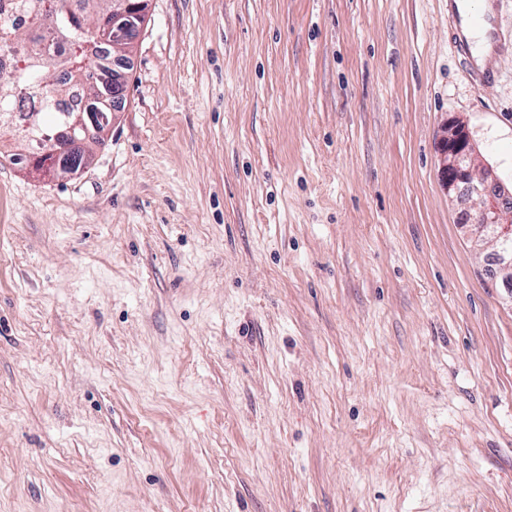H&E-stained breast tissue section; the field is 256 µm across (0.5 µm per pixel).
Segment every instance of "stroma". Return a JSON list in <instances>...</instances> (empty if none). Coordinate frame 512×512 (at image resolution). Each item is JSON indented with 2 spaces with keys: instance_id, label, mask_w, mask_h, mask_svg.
I'll return each mask as SVG.
<instances>
[{
  "instance_id": "stroma-1",
  "label": "stroma",
  "mask_w": 512,
  "mask_h": 512,
  "mask_svg": "<svg viewBox=\"0 0 512 512\" xmlns=\"http://www.w3.org/2000/svg\"><path fill=\"white\" fill-rule=\"evenodd\" d=\"M92 166L0 164V512H512V181L448 0H149ZM439 175L452 201L465 197L461 228L476 246H499L498 274L512 281V184L508 187L478 152L468 123L456 117L442 128L439 141ZM463 187V188H462ZM462 188V189H461ZM93 162V157H91L87 152L84 154L78 155L75 158L69 159L66 163L59 165V167L51 168L46 171L45 169L40 170L41 172H46V175H61L67 174L70 176H77L84 172ZM64 165V166H63Z\"/></svg>"
}]
</instances>
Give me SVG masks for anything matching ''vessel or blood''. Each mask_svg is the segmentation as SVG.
Listing matches in <instances>:
<instances>
[{
    "label": "vessel or blood",
    "instance_id": "obj_1",
    "mask_svg": "<svg viewBox=\"0 0 512 512\" xmlns=\"http://www.w3.org/2000/svg\"><path fill=\"white\" fill-rule=\"evenodd\" d=\"M448 25L452 50L466 69L478 82L493 81L496 57L501 51L495 17L454 4L448 10Z\"/></svg>",
    "mask_w": 512,
    "mask_h": 512
}]
</instances>
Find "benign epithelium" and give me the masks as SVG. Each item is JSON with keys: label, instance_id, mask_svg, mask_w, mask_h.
Returning <instances> with one entry per match:
<instances>
[{"label": "benign epithelium", "instance_id": "1", "mask_svg": "<svg viewBox=\"0 0 512 512\" xmlns=\"http://www.w3.org/2000/svg\"><path fill=\"white\" fill-rule=\"evenodd\" d=\"M149 0H112V23L101 25L98 43L107 44L125 54L112 58V106L104 112L97 102L104 94L92 98L86 111L76 113L72 121L51 133L31 135L42 148L34 156L39 161L49 154L58 155L69 149L82 148L90 139L108 135L117 112L121 111L126 86V70L130 67L128 49L135 43L128 32L141 28ZM93 162L84 153L69 159L46 174L77 176ZM439 175L448 197H461L472 202L462 213L461 228L472 242L481 246L490 241L499 246L498 274L503 282L512 281V186H507L496 170L478 152L468 123L456 117L442 128L439 141Z\"/></svg>", "mask_w": 512, "mask_h": 512}]
</instances>
